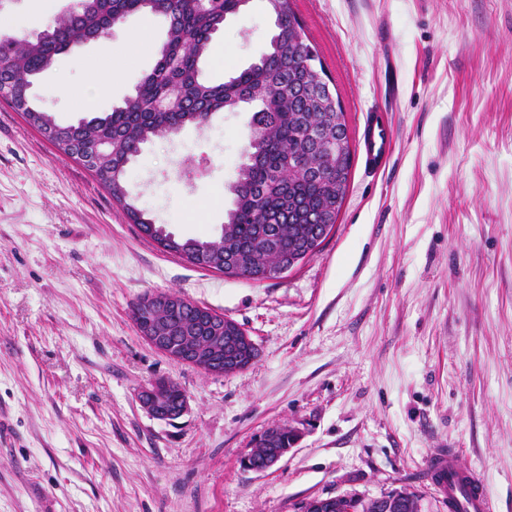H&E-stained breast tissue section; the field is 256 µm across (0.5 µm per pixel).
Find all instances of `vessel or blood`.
<instances>
[{
	"label": "vessel or blood",
	"mask_w": 512,
	"mask_h": 512,
	"mask_svg": "<svg viewBox=\"0 0 512 512\" xmlns=\"http://www.w3.org/2000/svg\"><path fill=\"white\" fill-rule=\"evenodd\" d=\"M393 146V131L383 112L369 114L363 135V159L367 168L383 167ZM430 470L437 486L449 497L463 502L467 512H491L488 496L477 484L473 474L462 468L452 449L437 448L431 454Z\"/></svg>",
	"instance_id": "vessel-or-blood-1"
}]
</instances>
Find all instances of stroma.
Segmentation results:
<instances>
[{"mask_svg":"<svg viewBox=\"0 0 512 512\" xmlns=\"http://www.w3.org/2000/svg\"><path fill=\"white\" fill-rule=\"evenodd\" d=\"M341 101L353 151L319 247L256 282L192 266L145 238L82 163L0 100V512H303L314 497L414 494L448 512L428 469L453 449L512 512V0H291ZM8 0L0 32L44 28ZM251 0L205 64L215 83L269 44ZM163 18L57 56L37 83L61 125L111 111L156 64ZM394 148L367 169L371 109ZM251 115L218 112L154 140L127 189L182 237L216 235ZM205 160L203 178L183 165ZM176 292L258 347L223 375L171 360L131 309ZM166 377L188 410L163 421L137 393ZM298 431L274 468L243 469L269 427Z\"/></svg>","mask_w":512,"mask_h":512,"instance_id":"obj_1","label":"stroma"}]
</instances>
